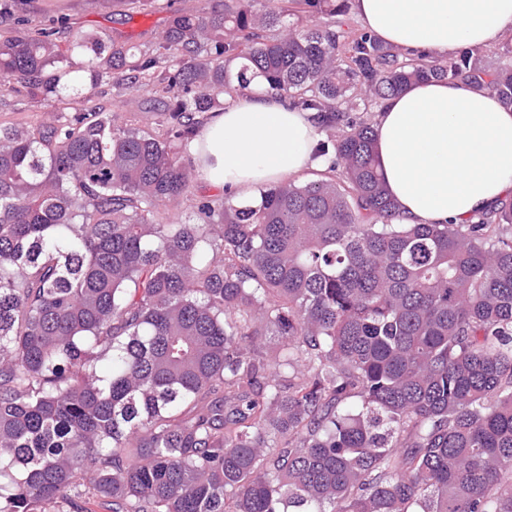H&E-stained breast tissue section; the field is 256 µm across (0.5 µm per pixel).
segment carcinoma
<instances>
[{
  "label": "carcinoma",
  "mask_w": 512,
  "mask_h": 512,
  "mask_svg": "<svg viewBox=\"0 0 512 512\" xmlns=\"http://www.w3.org/2000/svg\"><path fill=\"white\" fill-rule=\"evenodd\" d=\"M27 6L0 10L1 79L59 102L152 86L163 131L0 124V512H512V199L401 224L374 130L425 79L512 107V44L434 58L347 0H227L148 50L63 51ZM256 77L314 113L321 167L162 223L204 114Z\"/></svg>",
  "instance_id": "1"
}]
</instances>
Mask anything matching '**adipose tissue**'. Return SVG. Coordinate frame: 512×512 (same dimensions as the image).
I'll list each match as a JSON object with an SVG mask.
<instances>
[{
    "label": "adipose tissue",
    "instance_id": "ef3b65f1",
    "mask_svg": "<svg viewBox=\"0 0 512 512\" xmlns=\"http://www.w3.org/2000/svg\"><path fill=\"white\" fill-rule=\"evenodd\" d=\"M381 40L435 57L490 46L512 26V0H353ZM376 156L404 224L466 222L512 198V108L493 94L425 81L389 97L376 117ZM319 133L255 78L210 113L188 155L206 182L253 200L260 188L312 169Z\"/></svg>",
    "mask_w": 512,
    "mask_h": 512
}]
</instances>
